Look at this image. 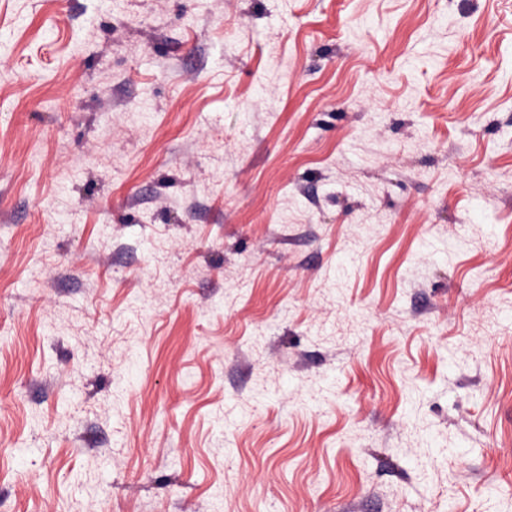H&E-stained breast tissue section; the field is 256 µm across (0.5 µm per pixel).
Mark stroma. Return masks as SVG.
Segmentation results:
<instances>
[{
    "label": "stroma",
    "mask_w": 512,
    "mask_h": 512,
    "mask_svg": "<svg viewBox=\"0 0 512 512\" xmlns=\"http://www.w3.org/2000/svg\"><path fill=\"white\" fill-rule=\"evenodd\" d=\"M0 512H512V0H0Z\"/></svg>",
    "instance_id": "1"
}]
</instances>
